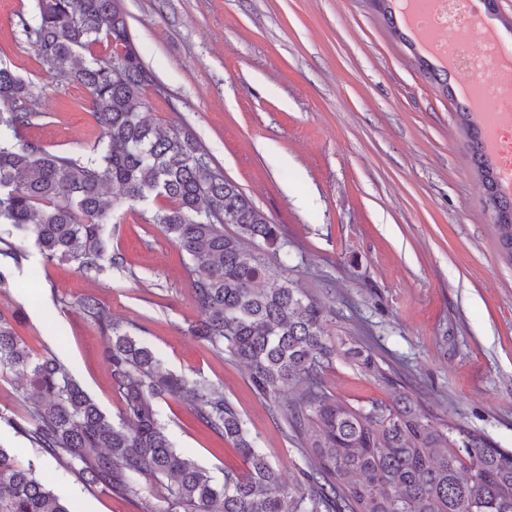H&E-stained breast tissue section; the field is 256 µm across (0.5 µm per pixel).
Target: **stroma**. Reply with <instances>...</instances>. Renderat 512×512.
Masks as SVG:
<instances>
[{
    "label": "stroma",
    "instance_id": "stroma-1",
    "mask_svg": "<svg viewBox=\"0 0 512 512\" xmlns=\"http://www.w3.org/2000/svg\"><path fill=\"white\" fill-rule=\"evenodd\" d=\"M133 40L161 87L148 118L189 127L275 223L293 260L288 277L320 302L336 338L361 347L379 379L336 353L325 390L353 406L407 391L435 422L512 449V266L505 264L471 140L451 90L423 72L375 0H123ZM38 0H0V66L42 87L28 139L82 155L100 131L82 85H48L18 17ZM158 200L119 209L108 247L124 265L92 280L45 261L21 232L0 308L35 353L55 354L109 417L123 406L110 340L78 309L96 297L165 366L222 388L292 494L301 440L278 417L295 389L257 395L243 364L190 333L198 320L191 262L145 216ZM176 450L215 478L240 467L232 445L176 398L158 403ZM0 445L33 465L75 512H142L85 486L0 426Z\"/></svg>",
    "mask_w": 512,
    "mask_h": 512
}]
</instances>
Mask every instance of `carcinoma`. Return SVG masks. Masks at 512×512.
<instances>
[{
	"label": "carcinoma",
	"instance_id": "obj_1",
	"mask_svg": "<svg viewBox=\"0 0 512 512\" xmlns=\"http://www.w3.org/2000/svg\"><path fill=\"white\" fill-rule=\"evenodd\" d=\"M44 74L89 92L88 112L101 135L77 158L53 153L25 132L42 116L37 86L0 66V224L34 241L48 261L72 262L87 276L121 267L107 251L105 225L124 204H166L145 218L192 262L199 321L192 331L249 372L268 399L295 384L280 409L302 439L307 465L293 496L256 446L239 413L212 383L163 366L139 338L116 324L94 297L83 314L112 334L109 366L123 400L119 422L103 413L53 355L30 350L0 310V377L26 381L28 414L0 413L38 452L88 486L136 499L141 478L164 486L160 512H512V450L458 426L443 427L406 392L390 403L354 407L325 391L320 367L336 354L327 312L271 271L262 252L288 256V240L242 190L206 161L198 138L143 116L155 85L129 28L121 0H39L35 22L21 20ZM106 43L103 57L90 51ZM474 143L473 161L499 223L500 256L512 266V198L498 189L481 133L467 107L457 113ZM233 224L232 234L224 225ZM347 354L384 378L372 355ZM172 396L231 443L243 469L219 482L176 451L157 402ZM0 512H74L51 482L0 448Z\"/></svg>",
	"mask_w": 512,
	"mask_h": 512
}]
</instances>
